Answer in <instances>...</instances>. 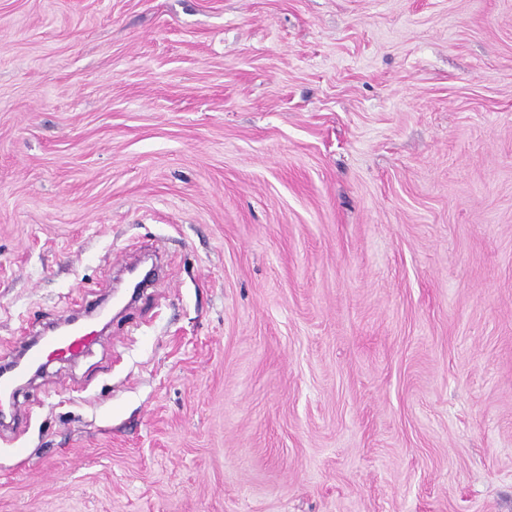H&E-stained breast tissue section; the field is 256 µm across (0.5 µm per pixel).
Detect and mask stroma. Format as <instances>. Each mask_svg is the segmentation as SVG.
Here are the masks:
<instances>
[{
	"label": "stroma",
	"instance_id": "stroma-1",
	"mask_svg": "<svg viewBox=\"0 0 512 512\" xmlns=\"http://www.w3.org/2000/svg\"><path fill=\"white\" fill-rule=\"evenodd\" d=\"M0 512H512V0H0ZM95 334L77 325L64 336L48 337L28 349L26 357L30 362L42 364L55 357L77 356L95 341Z\"/></svg>",
	"mask_w": 512,
	"mask_h": 512
}]
</instances>
